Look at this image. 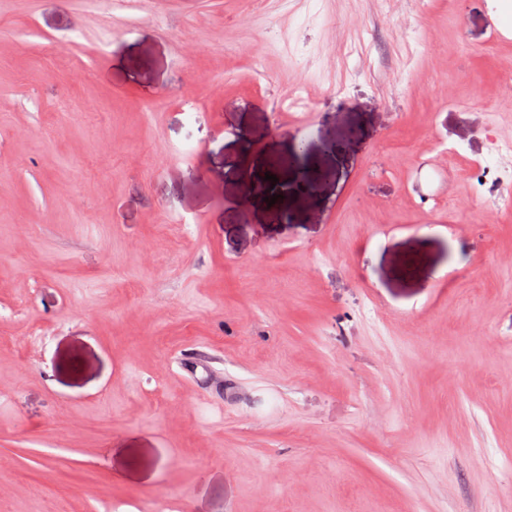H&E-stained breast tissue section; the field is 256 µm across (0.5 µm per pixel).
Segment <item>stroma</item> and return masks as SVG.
<instances>
[{"instance_id": "obj_1", "label": "stroma", "mask_w": 512, "mask_h": 512, "mask_svg": "<svg viewBox=\"0 0 512 512\" xmlns=\"http://www.w3.org/2000/svg\"><path fill=\"white\" fill-rule=\"evenodd\" d=\"M500 17L0 0V512H512Z\"/></svg>"}]
</instances>
